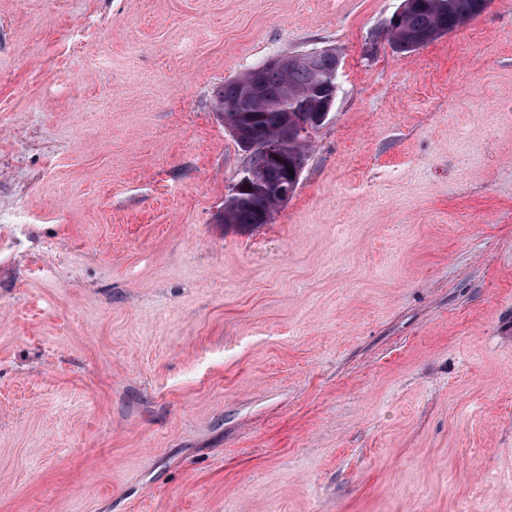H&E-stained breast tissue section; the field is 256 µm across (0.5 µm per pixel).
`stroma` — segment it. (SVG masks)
I'll use <instances>...</instances> for the list:
<instances>
[{"instance_id": "35a3bbf8", "label": "stroma", "mask_w": 512, "mask_h": 512, "mask_svg": "<svg viewBox=\"0 0 512 512\" xmlns=\"http://www.w3.org/2000/svg\"><path fill=\"white\" fill-rule=\"evenodd\" d=\"M0 0V512H512V0ZM342 57L267 224L225 82ZM402 0L398 10L391 17L388 30L413 5L412 9L389 32V41L400 52H411L426 44L418 42L420 35L431 31L441 35L461 26V17L465 11L473 16L481 13L475 10L477 0Z\"/></svg>"}]
</instances>
